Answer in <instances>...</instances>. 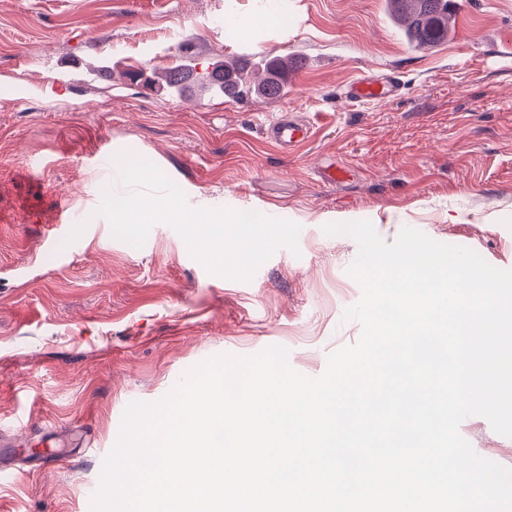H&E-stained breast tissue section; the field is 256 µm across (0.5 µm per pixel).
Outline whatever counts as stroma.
I'll use <instances>...</instances> for the list:
<instances>
[{
	"instance_id": "35a3bbf8",
	"label": "stroma",
	"mask_w": 512,
	"mask_h": 512,
	"mask_svg": "<svg viewBox=\"0 0 512 512\" xmlns=\"http://www.w3.org/2000/svg\"><path fill=\"white\" fill-rule=\"evenodd\" d=\"M446 42L408 47L388 0H0V512H91L127 405L166 395L197 364L273 345L316 377L354 345L359 246L332 222L369 221L394 242L410 226L512 269V0H452ZM198 62L294 61L272 101H200L130 84L184 40ZM108 64L112 80L87 74ZM362 73L397 74L392 101L348 103ZM288 113L312 137L286 152L262 133ZM152 161L194 207L300 225L248 281L210 273L164 223L142 247L96 216L125 194L98 149ZM86 223L55 264L60 211ZM460 433L512 468V437L487 419Z\"/></svg>"
}]
</instances>
